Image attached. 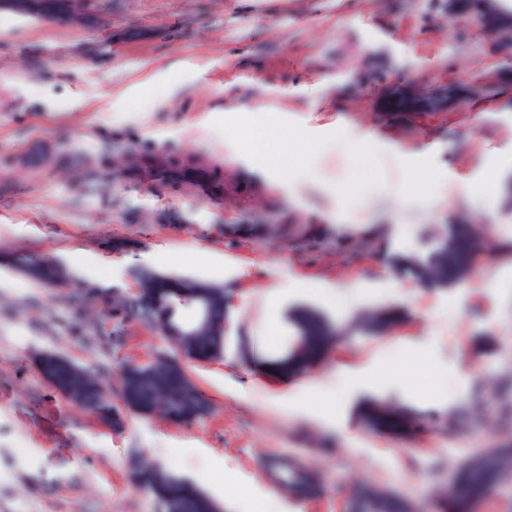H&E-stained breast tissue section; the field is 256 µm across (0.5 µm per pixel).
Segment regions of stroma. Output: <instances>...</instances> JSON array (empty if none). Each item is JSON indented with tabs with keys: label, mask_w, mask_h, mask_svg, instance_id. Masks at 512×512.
Wrapping results in <instances>:
<instances>
[{
	"label": "stroma",
	"mask_w": 512,
	"mask_h": 512,
	"mask_svg": "<svg viewBox=\"0 0 512 512\" xmlns=\"http://www.w3.org/2000/svg\"><path fill=\"white\" fill-rule=\"evenodd\" d=\"M90 4L82 25L0 11V512H157L136 459L222 512H341L361 485L413 512H512V478L446 493L463 462L512 449V95L433 120L378 107L393 83L512 68V49L448 0ZM261 124L314 154L252 173ZM343 130L367 161L329 146ZM130 148L203 154L236 191L113 181ZM453 247L482 259L433 275ZM20 254L67 282L26 278ZM141 269L224 290L223 357L186 364L209 403L194 421L118 395L126 365L170 351L117 307ZM304 314L340 329L308 365L246 357L297 349ZM51 354L99 376L114 418L58 392ZM272 467L281 473V480L287 489L303 495L314 491L315 483L308 473L298 469H288V464L283 462H273Z\"/></svg>",
	"instance_id": "1"
}]
</instances>
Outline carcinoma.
<instances>
[{"mask_svg":"<svg viewBox=\"0 0 512 512\" xmlns=\"http://www.w3.org/2000/svg\"><path fill=\"white\" fill-rule=\"evenodd\" d=\"M23 275L46 283H56L65 277L57 266L26 261ZM140 294L137 303H128L135 316L143 323L182 322L179 312L168 308V300L175 289L191 293H202L215 312L210 329L198 336H173L172 346L178 345L188 351L196 361L218 359L224 354V289L196 281H175L154 272H143L139 277ZM302 344L296 355L275 357L266 360L268 367L286 374L299 369L306 360L313 358L322 347L334 339L331 326L323 320L308 315L301 320ZM46 375L62 394L73 392L82 404L97 407L101 394L97 379L73 361L50 355L43 362ZM121 395L124 404L139 412L159 410L179 419L190 421L204 415L207 406L200 397L195 383L190 378L178 353L165 355L146 365L128 367L121 377ZM272 467L281 473L283 485L297 493L308 495L315 489L312 477L288 464L274 462ZM512 469V457L494 454L476 457L461 467L457 487L469 498L480 499L489 491L500 475ZM151 477L146 489L159 502L161 512H219L215 501L193 484L171 475L162 465L146 467Z\"/></svg>","mask_w":512,"mask_h":512,"instance_id":"1","label":"carcinoma"}]
</instances>
